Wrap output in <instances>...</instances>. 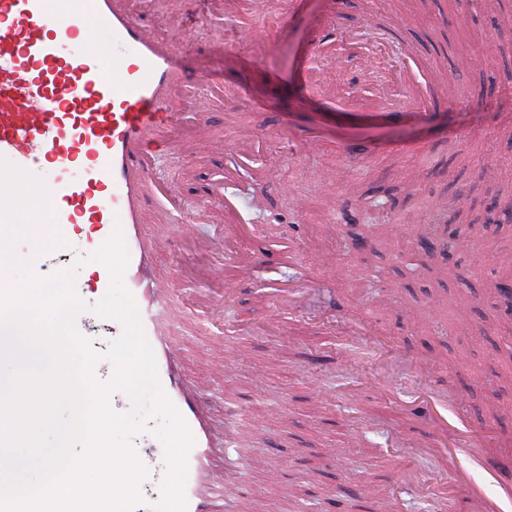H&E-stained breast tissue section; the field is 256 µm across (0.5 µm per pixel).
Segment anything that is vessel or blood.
Returning a JSON list of instances; mask_svg holds the SVG:
<instances>
[{
    "mask_svg": "<svg viewBox=\"0 0 512 512\" xmlns=\"http://www.w3.org/2000/svg\"><path fill=\"white\" fill-rule=\"evenodd\" d=\"M102 32L111 52L96 45ZM401 75L405 92L392 100V111L435 108L434 94L420 88L418 67H403ZM205 83V75L181 68L174 49L147 32L127 0H82L77 10L70 0H0V156L43 176L56 228L76 244V257H87L121 230L129 254L123 280L155 354L162 390L194 438L187 455V512H205L198 485L210 439L198 403L174 375L178 353L158 332L159 317L169 313L167 291L151 287L144 275L153 240L142 230L141 199L156 181L141 145L171 127L172 95ZM109 285L107 267L96 261L91 280L76 283L75 290L102 296ZM434 439L452 455L478 444L458 420H435ZM492 471L500 488L496 508L506 512L512 506V453Z\"/></svg>",
    "mask_w": 512,
    "mask_h": 512,
    "instance_id": "obj_1",
    "label": "vessel or blood"
}]
</instances>
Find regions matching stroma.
<instances>
[{
    "instance_id": "stroma-1",
    "label": "stroma",
    "mask_w": 512,
    "mask_h": 512,
    "mask_svg": "<svg viewBox=\"0 0 512 512\" xmlns=\"http://www.w3.org/2000/svg\"><path fill=\"white\" fill-rule=\"evenodd\" d=\"M129 6L213 80L189 96L202 123L173 129L193 152L146 142L157 181L181 191L156 261L180 312L164 330L216 423L232 427L224 456L254 491L252 512H325L331 501L340 512H461L467 491L449 479L447 451L397 440L425 436L404 419L423 405V374L492 448L512 445V316L491 288L500 260L512 262V224L488 221L512 206V93L497 91L512 85V0H209L192 26L191 0ZM375 19L404 32L372 70L317 52ZM258 39L270 47L263 63ZM401 53L432 74L436 110L381 109V91H403ZM290 132L316 136V151L290 153ZM226 142L259 162L225 176ZM215 183L234 213L212 208ZM453 227L480 235L491 258L477 265L452 248ZM220 234L254 257L252 277L228 265L213 278ZM202 296L223 300V325L207 322ZM374 372L400 383L396 398L364 383Z\"/></svg>"
}]
</instances>
